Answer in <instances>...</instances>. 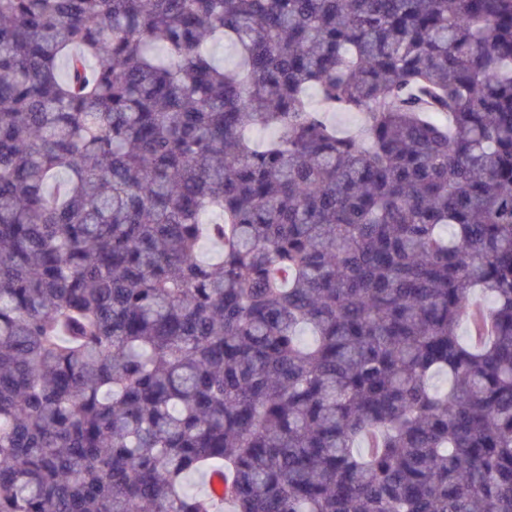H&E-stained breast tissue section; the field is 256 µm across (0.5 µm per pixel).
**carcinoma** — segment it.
I'll return each mask as SVG.
<instances>
[{
  "label": "carcinoma",
  "instance_id": "1",
  "mask_svg": "<svg viewBox=\"0 0 512 512\" xmlns=\"http://www.w3.org/2000/svg\"><path fill=\"white\" fill-rule=\"evenodd\" d=\"M0 512H512V0H0Z\"/></svg>",
  "mask_w": 512,
  "mask_h": 512
}]
</instances>
